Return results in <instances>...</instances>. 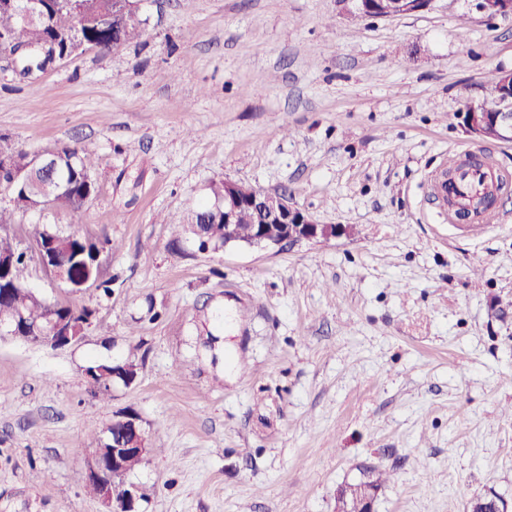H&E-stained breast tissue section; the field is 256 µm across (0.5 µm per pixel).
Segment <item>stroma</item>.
Wrapping results in <instances>:
<instances>
[{"instance_id": "obj_1", "label": "stroma", "mask_w": 512, "mask_h": 512, "mask_svg": "<svg viewBox=\"0 0 512 512\" xmlns=\"http://www.w3.org/2000/svg\"><path fill=\"white\" fill-rule=\"evenodd\" d=\"M142 36L34 78L0 58V137L41 153L93 143L99 189L52 231L111 238V295L55 349L0 338V512H102L85 485L113 416L150 452L128 474L140 512H336L366 466L376 512L512 503V189L495 224L442 222L429 180L476 148L512 169V141L457 118L512 70V15L477 0L351 23L338 0H136ZM231 179L287 191L344 235L199 250L163 219ZM134 360L98 394L93 361Z\"/></svg>"}]
</instances>
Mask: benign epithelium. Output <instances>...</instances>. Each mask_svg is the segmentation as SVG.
I'll list each match as a JSON object with an SVG mask.
<instances>
[{
    "label": "benign epithelium",
    "mask_w": 512,
    "mask_h": 512,
    "mask_svg": "<svg viewBox=\"0 0 512 512\" xmlns=\"http://www.w3.org/2000/svg\"><path fill=\"white\" fill-rule=\"evenodd\" d=\"M428 0H382L374 5L372 0H345L346 7L354 12H368L375 17L387 19L419 10ZM24 22L32 21L41 9L39 0H10ZM47 62L41 66L46 70L57 61L81 55L97 48V44L78 36L71 37V45L62 51L57 43H48ZM460 120L466 133L482 141L512 139V71L499 72L498 90L494 92L491 105L469 106L460 113ZM53 153L47 152L31 156V164L43 176L41 185L45 201L35 205L34 211L40 215L56 214L48 201L49 194L60 187V176L52 164ZM251 211L257 218L249 245L257 247H281L295 245L304 240L334 238L344 232L341 225L321 224L300 209L286 192H266L255 190L243 197L234 182L224 181V196L211 205L214 212H224V228L228 245L236 240L235 224L241 210ZM29 260L35 262L55 283L68 289L69 293H85L96 284L89 278L68 277L51 265V258L43 246H34L27 252ZM71 306L67 301L57 300L49 304V327L35 335L29 332L22 322L23 314L18 313L9 319L0 320V336L22 339L33 344H46L54 348L65 347L79 342L85 327L77 326L66 319L54 318V313ZM126 437L103 440L94 452L86 474V485L94 486L98 498L105 507L104 512H138L140 487L125 481L129 458H143L150 448L147 446L145 431L139 416L134 412L124 413Z\"/></svg>",
    "instance_id": "benign-epithelium-1"
}]
</instances>
